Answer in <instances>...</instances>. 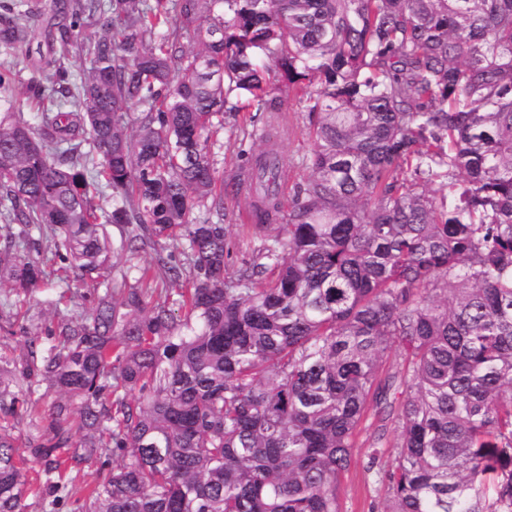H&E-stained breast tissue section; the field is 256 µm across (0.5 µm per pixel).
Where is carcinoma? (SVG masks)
I'll list each match as a JSON object with an SVG mask.
<instances>
[{
	"label": "carcinoma",
	"instance_id": "carcinoma-1",
	"mask_svg": "<svg viewBox=\"0 0 512 512\" xmlns=\"http://www.w3.org/2000/svg\"><path fill=\"white\" fill-rule=\"evenodd\" d=\"M0 20L27 41L38 4ZM89 67L71 109L0 112V283L29 295L53 260L93 297L29 342L19 383L68 397L22 457L0 434V512H22L25 464L120 463L88 512H341L368 410L395 424L368 451L384 512H512V0H69ZM194 42H181L184 32ZM305 104L309 176L273 244L225 262L214 136L238 105ZM145 108L137 126L131 104ZM251 219L279 212L283 164L253 162ZM111 191L96 208L89 188ZM204 207L217 221L196 222ZM145 240L157 263L110 276ZM38 237H33V233ZM175 240L181 250L163 254ZM189 269L192 288L174 292ZM402 369H385L393 345ZM78 405L82 434L64 427Z\"/></svg>",
	"mask_w": 512,
	"mask_h": 512
}]
</instances>
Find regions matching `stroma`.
I'll use <instances>...</instances> for the list:
<instances>
[{
	"label": "stroma",
	"instance_id": "1",
	"mask_svg": "<svg viewBox=\"0 0 512 512\" xmlns=\"http://www.w3.org/2000/svg\"><path fill=\"white\" fill-rule=\"evenodd\" d=\"M41 10L29 22L28 52L13 54L0 45V63L10 66L12 87L9 97H0V110L11 107L23 113L26 119H33L38 111L36 102L29 91L30 80L37 68L51 62H59L68 73V87H75L87 62L78 54L60 57L53 45L58 21L59 0H39ZM272 95L281 101L288 121L287 136L277 142V149L283 159L284 176L280 185V200L283 207H290L293 186L307 178L304 161L312 149L308 134V114L302 104L289 97L288 88L281 81H274ZM260 127H252L250 133H243L233 119H226L217 135L219 146L215 160L224 173V227L226 263L229 271L236 272L248 267L265 244L264 233L255 231L246 223L242 212L248 206L244 196L237 194L238 184L252 175L251 157L264 149ZM54 249L52 242L42 241L40 254L47 259L48 277L36 292L29 296H16L9 284H0V384L16 391L15 404L0 407V428L11 429L17 439L18 451L28 455V441L35 433L27 423L25 410L28 396L19 394L13 369L28 353V333H40L56 321L57 314L78 317L87 313L91 303L82 296L81 289L75 288L71 274L60 271L51 264L49 257ZM26 325V332H19V325ZM380 422L375 416H367L356 439L352 463L344 474L339 496L342 512H383L388 493L375 472L367 468V451ZM76 484L75 489L57 506L48 510L41 500L27 497L24 512H81L85 503L86 487L100 482L104 476L99 463L88 462L70 467Z\"/></svg>",
	"mask_w": 512,
	"mask_h": 512
}]
</instances>
